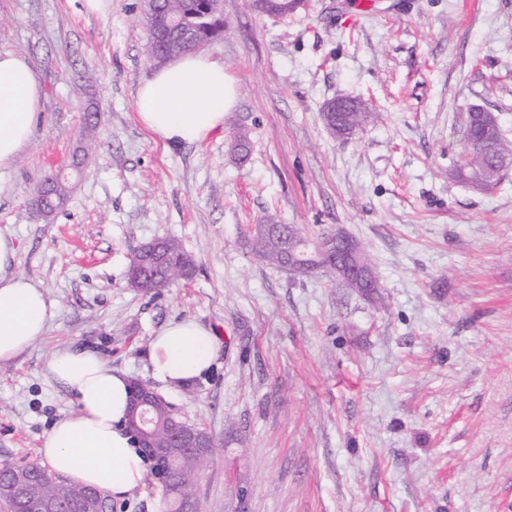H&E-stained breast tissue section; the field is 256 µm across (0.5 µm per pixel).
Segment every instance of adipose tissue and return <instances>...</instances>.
Masks as SVG:
<instances>
[{
  "label": "adipose tissue",
  "instance_id": "obj_1",
  "mask_svg": "<svg viewBox=\"0 0 512 512\" xmlns=\"http://www.w3.org/2000/svg\"><path fill=\"white\" fill-rule=\"evenodd\" d=\"M41 86L26 59L0 54V167L10 165L29 142L38 120ZM237 101L236 86L222 64L188 54L155 71L139 88L137 115L171 147L198 143L223 127ZM17 248L0 234V362L27 351L53 317L45 292L12 270ZM218 338L197 321L170 322L149 348L153 377L182 385L211 368ZM51 378L68 388L76 410L58 420L39 453L50 473L122 494L139 484L147 459L126 428L130 379L94 350L69 347L47 362Z\"/></svg>",
  "mask_w": 512,
  "mask_h": 512
}]
</instances>
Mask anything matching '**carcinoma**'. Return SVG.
I'll use <instances>...</instances> for the list:
<instances>
[{"instance_id":"carcinoma-1","label":"carcinoma","mask_w":512,"mask_h":512,"mask_svg":"<svg viewBox=\"0 0 512 512\" xmlns=\"http://www.w3.org/2000/svg\"><path fill=\"white\" fill-rule=\"evenodd\" d=\"M294 0H277L271 10H266L261 2L250 4L257 13L275 18H283L292 13ZM158 12L161 16L173 17L177 21L175 29L162 38L164 52L171 56H181L190 52L191 43L195 39L214 40L224 32V20L220 13L208 15L203 9L202 0H160ZM378 118L369 104L363 100L359 106L343 113L340 137L355 135L359 130ZM484 135L493 139L501 157L512 159V140H508L502 129L491 127L484 130ZM480 138L475 129L465 128L464 148L467 155L466 164L455 170L456 177L468 183L474 175L480 176L487 186L497 183L500 172L493 165L484 164V157L478 151ZM306 237V233L294 224H281L269 216L261 224H250L244 232L241 243L247 253L253 258L269 266L285 268L288 243ZM345 262L344 256L332 255L325 261L321 270L340 279L347 287L357 292H365L363 282L347 279L336 272V263ZM130 266L137 267L138 288L143 291L161 292L170 287V280L176 276L190 277L194 266L182 245L175 239H165L153 242L146 253L134 254ZM171 412L169 405L160 402L155 408L156 425L152 435L159 446L174 452H181L182 447L169 427ZM199 461L192 456L184 457L182 468L175 480L191 487L197 477ZM19 468L14 466L0 470V500L11 505L16 512H23V499L10 491ZM90 488L75 480L61 481L49 473L41 474V479L32 487V493L54 500L73 501L88 496Z\"/></svg>"}]
</instances>
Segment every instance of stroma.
I'll return each instance as SVG.
<instances>
[{"label":"stroma","mask_w":512,"mask_h":512,"mask_svg":"<svg viewBox=\"0 0 512 512\" xmlns=\"http://www.w3.org/2000/svg\"><path fill=\"white\" fill-rule=\"evenodd\" d=\"M356 2L273 19L222 0L224 33L203 52L237 104L170 150L136 113L156 69L141 0H112L105 18L79 0H0V52L42 86L30 141L0 168V233L54 305L43 336L0 364V460H37L75 410L53 352L87 345L153 382L151 339L192 318L219 338L211 372L153 384L214 437L200 512H512V168L486 190L454 175L473 107L512 139V0H375L362 15ZM339 97L378 119L337 139L321 113ZM85 133L97 151L67 203L36 215L38 186ZM269 215L355 240L375 291L253 260L242 231ZM167 238L192 277L128 287L135 251Z\"/></svg>","instance_id":"1"}]
</instances>
